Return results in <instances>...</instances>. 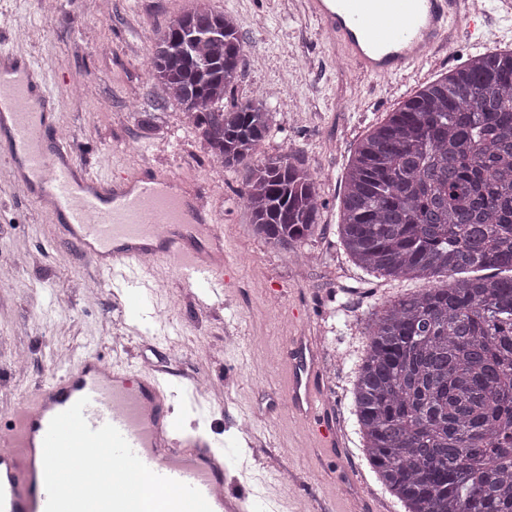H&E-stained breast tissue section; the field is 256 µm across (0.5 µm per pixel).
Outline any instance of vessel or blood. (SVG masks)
I'll return each instance as SVG.
<instances>
[{
    "instance_id": "1",
    "label": "vessel or blood",
    "mask_w": 512,
    "mask_h": 512,
    "mask_svg": "<svg viewBox=\"0 0 512 512\" xmlns=\"http://www.w3.org/2000/svg\"><path fill=\"white\" fill-rule=\"evenodd\" d=\"M461 0H304L307 14L340 46L359 74L398 77L449 37ZM53 70L32 55L0 50V159L29 197L49 201L56 229L116 288L151 298L157 264L175 260L184 282L224 292V233L207 223L198 196L145 168L120 181L75 170L58 135ZM185 377L163 362L132 371L91 353L40 384L0 428V512H45L43 440L50 420L80 398L91 429L114 425L155 473L197 488L212 512H266L268 495L225 492L229 460L202 433L178 432L169 390ZM315 373L296 366L288 400L319 413Z\"/></svg>"
}]
</instances>
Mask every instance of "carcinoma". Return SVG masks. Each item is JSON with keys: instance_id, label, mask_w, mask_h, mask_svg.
Listing matches in <instances>:
<instances>
[{"instance_id": "carcinoma-1", "label": "carcinoma", "mask_w": 512, "mask_h": 512, "mask_svg": "<svg viewBox=\"0 0 512 512\" xmlns=\"http://www.w3.org/2000/svg\"><path fill=\"white\" fill-rule=\"evenodd\" d=\"M244 57L234 20L204 7L171 19L149 64L211 158L243 171L254 233L288 251L322 202L289 154L254 162L268 93L224 107ZM342 205L338 235L361 269L456 277L369 325L352 391L369 465L404 512H512V50L469 58L388 113L357 144Z\"/></svg>"}]
</instances>
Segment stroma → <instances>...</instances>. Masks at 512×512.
Returning <instances> with one entry per match:
<instances>
[{
    "instance_id": "1",
    "label": "stroma",
    "mask_w": 512,
    "mask_h": 512,
    "mask_svg": "<svg viewBox=\"0 0 512 512\" xmlns=\"http://www.w3.org/2000/svg\"><path fill=\"white\" fill-rule=\"evenodd\" d=\"M8 0L12 26L0 45L51 64L59 125L77 164L133 173L152 165L202 189L224 227L234 279L222 301L199 299L165 266L154 299L162 321L144 315L138 289L112 294L75 244L52 235L51 213L17 192L0 161V425L35 384L61 374L78 357L121 355L136 369L168 358L209 381L212 395L176 390L172 415L188 431L237 452L230 492L271 491L279 512H404L377 480L362 450L353 414L355 366L374 312L425 288L422 280L374 277L341 245L345 174L357 141L421 85L487 51L512 50V21L492 16L483 44L458 37L456 55L433 52L405 77L357 75L334 52L302 0ZM231 16L245 63L228 103L259 88H282L269 100L270 135L256 162L290 152L314 175L323 207L317 233L287 253L255 237L242 201V176L214 172L196 131L154 78L152 43L169 19L195 7ZM158 112L159 133L144 136L138 115ZM95 300H87V289ZM166 330L168 340L154 334ZM303 346L321 394L318 418L288 406V358ZM249 430H241V421ZM331 441L322 443L318 428Z\"/></svg>"
}]
</instances>
